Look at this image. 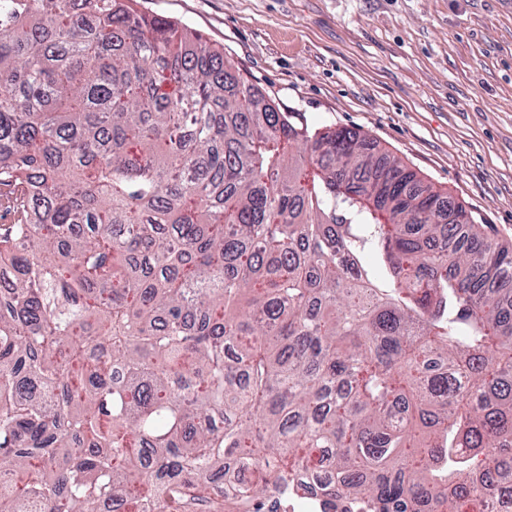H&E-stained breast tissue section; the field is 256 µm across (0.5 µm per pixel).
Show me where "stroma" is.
Listing matches in <instances>:
<instances>
[{
    "mask_svg": "<svg viewBox=\"0 0 512 512\" xmlns=\"http://www.w3.org/2000/svg\"><path fill=\"white\" fill-rule=\"evenodd\" d=\"M284 112L348 128L512 244V0H140Z\"/></svg>",
    "mask_w": 512,
    "mask_h": 512,
    "instance_id": "obj_1",
    "label": "stroma"
}]
</instances>
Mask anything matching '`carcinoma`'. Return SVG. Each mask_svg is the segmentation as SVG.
I'll return each instance as SVG.
<instances>
[{"label": "carcinoma", "instance_id": "1", "mask_svg": "<svg viewBox=\"0 0 512 512\" xmlns=\"http://www.w3.org/2000/svg\"><path fill=\"white\" fill-rule=\"evenodd\" d=\"M138 4L0 0V512L512 503V250ZM201 483L209 488L210 512H369L359 499L301 494L288 486H280L260 501L245 499L232 491L224 494V476L217 473L207 475Z\"/></svg>", "mask_w": 512, "mask_h": 512}]
</instances>
